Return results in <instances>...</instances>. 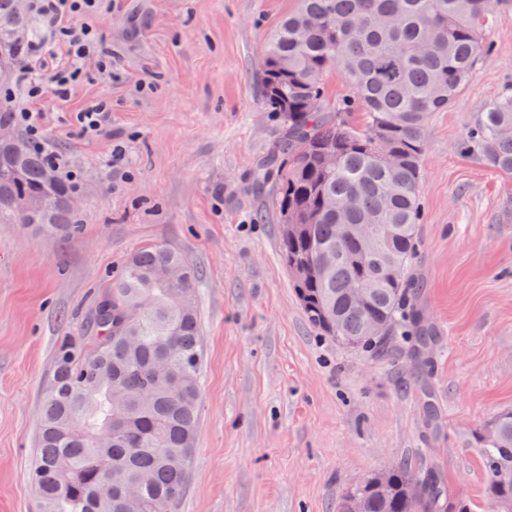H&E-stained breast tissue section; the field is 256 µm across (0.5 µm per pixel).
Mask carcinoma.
<instances>
[{
    "label": "carcinoma",
    "instance_id": "obj_1",
    "mask_svg": "<svg viewBox=\"0 0 512 512\" xmlns=\"http://www.w3.org/2000/svg\"><path fill=\"white\" fill-rule=\"evenodd\" d=\"M512 0H297L264 43L261 104L285 133L257 182L275 181L287 268L305 260L324 273H292L309 325L363 351L414 337L423 381L439 336L418 305L414 272L421 222L427 124L490 51L486 27ZM37 37L24 0H0V87L18 84L23 46ZM339 71L350 94L325 95ZM317 99L312 111L309 101ZM0 141V224L48 233L78 229L72 184L50 171L25 136ZM467 149L512 175V88L485 103ZM336 154L326 166L325 154ZM357 200L354 209L345 207ZM338 224H371L375 247L336 238ZM200 273L178 251L145 247L112 275L97 305L90 348L64 341L42 396L40 435L28 480L42 512H176L190 481L198 435L203 346L195 308ZM361 283L366 304L348 300ZM388 321L379 335L369 318ZM492 512H512V411L473 434ZM351 486L336 512H448V484L435 468L403 461ZM417 485L408 496L406 486Z\"/></svg>",
    "mask_w": 512,
    "mask_h": 512
}]
</instances>
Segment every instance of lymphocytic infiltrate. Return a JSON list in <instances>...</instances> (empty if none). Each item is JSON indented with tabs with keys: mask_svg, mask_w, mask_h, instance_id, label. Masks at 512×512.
<instances>
[{
	"mask_svg": "<svg viewBox=\"0 0 512 512\" xmlns=\"http://www.w3.org/2000/svg\"><path fill=\"white\" fill-rule=\"evenodd\" d=\"M30 11L37 16L44 32L37 45L32 47L23 64L28 79L29 105L17 107L11 95H0V105L11 110L14 120L22 127L33 148L46 155L48 163L60 176L76 180L77 174L68 161L56 149L55 144L44 136V113L34 107L33 101L42 93V80L48 58L64 53L67 64L52 75V93L64 100L71 94V86L83 72V64L89 56H97L102 68L111 63L102 45L100 33L88 24L87 19L97 13L111 10L112 0H29Z\"/></svg>",
	"mask_w": 512,
	"mask_h": 512,
	"instance_id": "f902f5d3",
	"label": "lymphocytic infiltrate"
}]
</instances>
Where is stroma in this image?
<instances>
[{"mask_svg": "<svg viewBox=\"0 0 512 512\" xmlns=\"http://www.w3.org/2000/svg\"><path fill=\"white\" fill-rule=\"evenodd\" d=\"M296 0H119L90 19L112 53L68 100L44 95V133L80 177V226L0 224V512H41L27 473L41 396L62 340L90 343L99 300L130 253L182 252L201 280L199 432L177 512H336L346 489L403 459L438 465L450 497L489 512L473 433L512 409V178L464 154L482 106L512 87V6L492 52L422 160L417 270L439 330L428 430L406 350L362 353L307 323L280 255L272 183L259 163L283 134L260 103L259 54ZM112 103L107 135L70 116Z\"/></svg>", "mask_w": 512, "mask_h": 512, "instance_id": "1", "label": "stroma"}]
</instances>
